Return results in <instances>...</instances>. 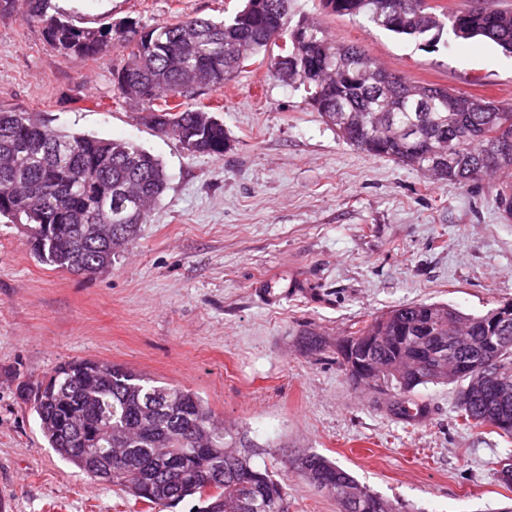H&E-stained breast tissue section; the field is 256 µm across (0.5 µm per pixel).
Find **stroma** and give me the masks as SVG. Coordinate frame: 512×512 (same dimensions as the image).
<instances>
[{
    "label": "stroma",
    "instance_id": "obj_1",
    "mask_svg": "<svg viewBox=\"0 0 512 512\" xmlns=\"http://www.w3.org/2000/svg\"><path fill=\"white\" fill-rule=\"evenodd\" d=\"M77 25L151 27L219 19L243 0H54ZM293 19L320 22L392 72L512 102V57L475 39L429 52L323 0H290ZM122 59L68 61L39 24L0 15V104L65 133L133 141L163 163L167 188L111 268L75 275L36 259L22 226L0 221V504L5 512H194L151 505L97 483L45 442L20 390L59 364L99 359L187 386L216 420L284 479L290 512H338L295 463L321 454L396 512H499L512 488L499 463L512 437L462 427L459 387L429 384L421 426L392 416L374 389L342 372L336 343L411 302L483 314L512 300V222L498 182H436L345 143L304 87L253 61L204 104L220 107L223 155L189 153L144 123L112 80ZM284 289L276 303L265 291ZM319 350L307 347L309 338Z\"/></svg>",
    "mask_w": 512,
    "mask_h": 512
}]
</instances>
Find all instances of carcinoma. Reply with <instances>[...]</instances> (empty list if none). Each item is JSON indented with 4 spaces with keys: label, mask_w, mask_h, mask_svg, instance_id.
<instances>
[{
    "label": "carcinoma",
    "mask_w": 512,
    "mask_h": 512,
    "mask_svg": "<svg viewBox=\"0 0 512 512\" xmlns=\"http://www.w3.org/2000/svg\"><path fill=\"white\" fill-rule=\"evenodd\" d=\"M330 13L360 17L426 50L462 47L480 38L512 54V10L474 6L444 12L428 0H324ZM224 20L188 18L146 28L135 21L78 26L52 0H0L42 26L71 62L124 51L113 72L117 91L137 102L143 120L190 153L222 155L224 122L194 95L218 88L245 63L288 42L270 60L275 77L305 87L311 105L351 146L426 172L433 148L446 150L433 179L466 184L501 180L498 202L512 220V103L482 100L436 84H416L382 68L364 49L332 40L318 22H292L289 0H248ZM166 187L159 159L122 139L60 133L38 115L0 105V217L24 226L33 254L59 269L93 275L148 221ZM125 203L112 236L87 233L101 206ZM453 341L458 359L495 356V379L511 391L468 395L487 371L458 373L446 362L426 367L429 345ZM352 382L371 379L387 408L406 425L425 418L413 399L426 384H461L458 417L468 427L512 436V301L468 315L444 303L399 305L343 338L336 347ZM49 446L87 477L121 485L135 498L175 505L198 500L196 512H289L284 483L254 464L253 452L214 420L186 387L92 359L67 361L25 389ZM300 476L331 490L339 512H393L383 497L316 453Z\"/></svg>",
    "instance_id": "obj_1"
}]
</instances>
